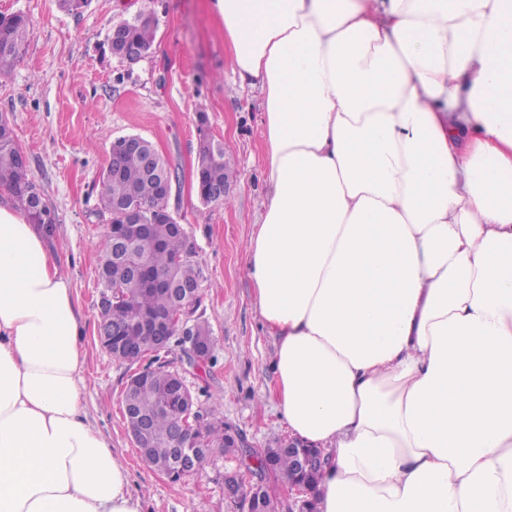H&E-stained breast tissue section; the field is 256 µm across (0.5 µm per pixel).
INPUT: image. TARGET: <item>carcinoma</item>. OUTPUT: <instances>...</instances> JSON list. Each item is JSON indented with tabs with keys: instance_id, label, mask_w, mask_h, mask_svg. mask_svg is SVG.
Listing matches in <instances>:
<instances>
[{
	"instance_id": "obj_1",
	"label": "carcinoma",
	"mask_w": 512,
	"mask_h": 512,
	"mask_svg": "<svg viewBox=\"0 0 512 512\" xmlns=\"http://www.w3.org/2000/svg\"><path fill=\"white\" fill-rule=\"evenodd\" d=\"M120 29L128 46L147 50L154 42L156 18L140 15L122 23ZM33 33L34 25L28 15L0 14V78L8 75L24 54ZM199 156L203 165L202 171L196 174L200 201L205 205L226 203L227 197L214 195L215 189L230 185L234 177V167L226 157L224 146L204 140ZM165 175L176 178L175 170L166 160L149 165L146 150L141 147L113 153L99 178V214L107 217L109 224L100 250L99 278L103 291L99 300V330L116 333L130 321L149 316L169 323L175 335L185 331L211 347V331L200 318H194V325L187 330L178 320L186 302V290L200 291L203 275L196 259L195 243L185 229L177 228L179 222L169 207V200L161 193L160 182ZM1 186L7 188L31 223L52 227L57 224L55 209L29 177L28 159L14 138L9 118L3 114H0ZM132 224L149 225L152 241L132 235L131 254L147 271L171 278L178 290L157 289L134 273V262L112 258L115 232L128 230ZM122 340L136 349V355L149 358L154 365L145 380L125 388L123 397L125 410L133 412L149 428V453L144 461L159 471H171L172 479L178 482L187 473L176 464L173 434L188 407L176 403L170 407L159 406L158 396L168 388L170 379L168 365L156 349V337L124 336ZM217 411L218 406L211 407L209 419L184 429L186 449H204L198 459L201 466L216 450L226 454L239 451L234 439L224 434ZM257 459L258 465L248 468L249 478H243L237 471L234 475L242 485L243 498L252 500L253 512H277L278 505L264 482L265 462L272 463L274 472L289 480L296 474L295 460L281 448H265Z\"/></svg>"
}]
</instances>
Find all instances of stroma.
<instances>
[{
  "label": "stroma",
  "instance_id": "35a3bbf8",
  "mask_svg": "<svg viewBox=\"0 0 512 512\" xmlns=\"http://www.w3.org/2000/svg\"><path fill=\"white\" fill-rule=\"evenodd\" d=\"M157 19L150 53L135 64L113 57V24L140 10ZM22 12L34 34L10 78L0 80V113L11 122L29 160V173L54 206L50 241L69 278L83 321L86 387L82 404L91 424L126 464L142 512H241L224 494V473L242 453L213 454L179 482L140 458L123 413L136 362H121L97 339L100 244L107 231L98 216L99 175L117 137L150 140L178 172L169 200L196 244L202 269L198 309L214 338V361L184 371L200 408L219 404L225 427L239 432L251 452L277 446L290 432L268 393L276 343L260 325L246 272L253 227L264 210L259 87L241 86L224 24L212 0H87L69 13L59 0H0V13ZM223 143L235 164L229 204L204 205L195 190L202 139Z\"/></svg>",
  "mask_w": 512,
  "mask_h": 512
}]
</instances>
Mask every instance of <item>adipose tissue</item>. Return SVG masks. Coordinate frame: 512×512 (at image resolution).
Masks as SVG:
<instances>
[{
	"label": "adipose tissue",
	"instance_id": "obj_1",
	"mask_svg": "<svg viewBox=\"0 0 512 512\" xmlns=\"http://www.w3.org/2000/svg\"><path fill=\"white\" fill-rule=\"evenodd\" d=\"M260 87L246 257L318 512H512V0H213ZM45 227L0 203V512H141Z\"/></svg>",
	"mask_w": 512,
	"mask_h": 512
}]
</instances>
